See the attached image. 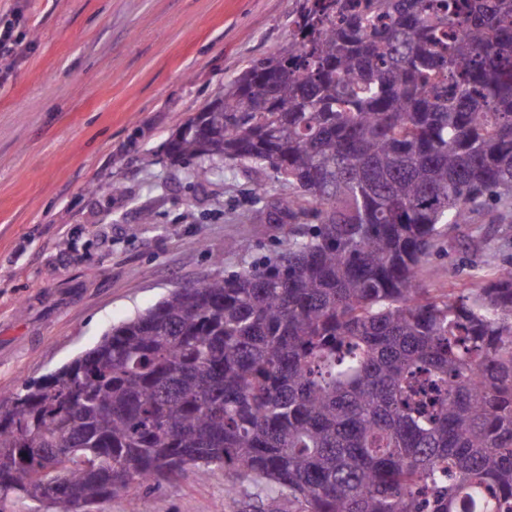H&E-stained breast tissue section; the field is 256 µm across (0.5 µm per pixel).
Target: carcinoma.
Instances as JSON below:
<instances>
[{
    "instance_id": "carcinoma-1",
    "label": "carcinoma",
    "mask_w": 512,
    "mask_h": 512,
    "mask_svg": "<svg viewBox=\"0 0 512 512\" xmlns=\"http://www.w3.org/2000/svg\"><path fill=\"white\" fill-rule=\"evenodd\" d=\"M293 24L167 154L271 168L308 231L0 402V512H148L134 481L213 466L290 512L512 507V269L417 280L449 226L512 210V0H302Z\"/></svg>"
}]
</instances>
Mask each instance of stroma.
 <instances>
[{
    "instance_id": "35a3bbf8",
    "label": "stroma",
    "mask_w": 512,
    "mask_h": 512,
    "mask_svg": "<svg viewBox=\"0 0 512 512\" xmlns=\"http://www.w3.org/2000/svg\"><path fill=\"white\" fill-rule=\"evenodd\" d=\"M298 7L0 0V27L13 24L21 51L0 58V400L170 291L281 250L289 227L268 218L282 191L272 170L200 179L166 146L247 66L287 48ZM236 240L248 251H229ZM510 266L512 215L487 205L441 238L417 277L432 294H459ZM233 478L214 466L138 491L150 512H286L265 484L229 498Z\"/></svg>"
}]
</instances>
